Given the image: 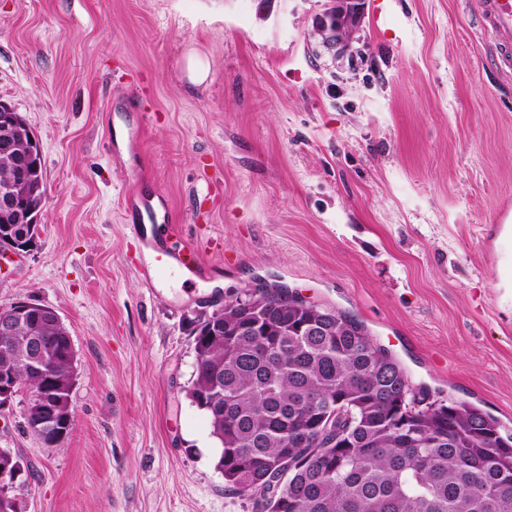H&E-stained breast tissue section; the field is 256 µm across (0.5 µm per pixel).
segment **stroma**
Listing matches in <instances>:
<instances>
[{
  "instance_id": "stroma-1",
  "label": "stroma",
  "mask_w": 512,
  "mask_h": 512,
  "mask_svg": "<svg viewBox=\"0 0 512 512\" xmlns=\"http://www.w3.org/2000/svg\"><path fill=\"white\" fill-rule=\"evenodd\" d=\"M360 2L337 54L316 30L334 0H0V101L46 184L0 306L54 308L75 367L59 446L27 430L26 395L0 411L26 512H254L187 395L189 325L262 283L354 316L414 386L512 433V75L462 0ZM130 193L208 279L134 271Z\"/></svg>"
}]
</instances>
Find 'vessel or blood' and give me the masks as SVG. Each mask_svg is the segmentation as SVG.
Wrapping results in <instances>:
<instances>
[{"mask_svg":"<svg viewBox=\"0 0 512 512\" xmlns=\"http://www.w3.org/2000/svg\"><path fill=\"white\" fill-rule=\"evenodd\" d=\"M470 11L478 17L484 34L492 37L498 68L505 73L512 71V0H468ZM128 208L142 217L134 225V236L140 250L149 251L148 261L136 262L135 269L145 280H154L162 271L189 273L202 276L203 260L198 248L190 243H170L166 238L148 235V224L158 221L152 199L142 195H129Z\"/></svg>","mask_w":512,"mask_h":512,"instance_id":"vessel-or-blood-1","label":"vessel or blood"}]
</instances>
